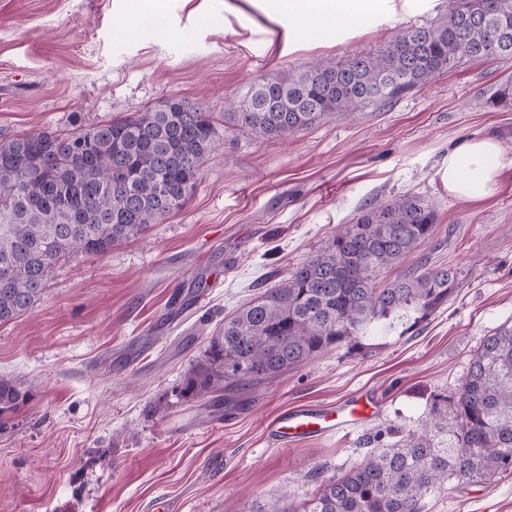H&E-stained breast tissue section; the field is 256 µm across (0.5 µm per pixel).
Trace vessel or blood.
<instances>
[{
  "instance_id": "vessel-or-blood-1",
  "label": "vessel or blood",
  "mask_w": 512,
  "mask_h": 512,
  "mask_svg": "<svg viewBox=\"0 0 512 512\" xmlns=\"http://www.w3.org/2000/svg\"><path fill=\"white\" fill-rule=\"evenodd\" d=\"M377 407L374 398L357 392L332 407L297 405L277 415L267 427L270 440L285 444L299 438L324 437L355 426Z\"/></svg>"
}]
</instances>
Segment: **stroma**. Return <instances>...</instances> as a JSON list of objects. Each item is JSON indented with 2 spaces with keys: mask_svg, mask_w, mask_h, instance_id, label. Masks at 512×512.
Masks as SVG:
<instances>
[{
  "mask_svg": "<svg viewBox=\"0 0 512 512\" xmlns=\"http://www.w3.org/2000/svg\"><path fill=\"white\" fill-rule=\"evenodd\" d=\"M127 0H0V138L68 133L178 97L223 127L261 75L383 45L447 0H381L373 25L295 42L264 0H159L169 37L113 29ZM511 60L463 64L397 102L333 114L289 141L242 137L212 153L192 195L145 236L62 260L34 309L0 322V375L27 397L0 418V512H249L315 492L376 433L420 430L454 394L484 338L512 325V110L486 106ZM473 137L502 148L497 189L464 200L441 174ZM418 194L437 213L418 257L459 286L415 334L373 325L369 349L323 353L237 405L184 394L225 316L316 253L374 199ZM355 391L378 414L285 445L268 422ZM424 512H512V475L430 491Z\"/></svg>",
  "mask_w": 512,
  "mask_h": 512,
  "instance_id": "1",
  "label": "stroma"
}]
</instances>
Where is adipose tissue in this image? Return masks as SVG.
I'll return each mask as SVG.
<instances>
[{"label":"adipose tissue","instance_id":"obj_1","mask_svg":"<svg viewBox=\"0 0 512 512\" xmlns=\"http://www.w3.org/2000/svg\"><path fill=\"white\" fill-rule=\"evenodd\" d=\"M373 0H278L280 13L293 24L295 40L316 45L332 31H355L365 26L373 11ZM498 143L489 137L463 142L448 154L443 179L449 193L475 199L496 187Z\"/></svg>","mask_w":512,"mask_h":512}]
</instances>
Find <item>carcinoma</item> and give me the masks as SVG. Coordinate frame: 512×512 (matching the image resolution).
<instances>
[{
	"mask_svg": "<svg viewBox=\"0 0 512 512\" xmlns=\"http://www.w3.org/2000/svg\"><path fill=\"white\" fill-rule=\"evenodd\" d=\"M512 58V0H448L446 13L392 34L375 51L318 60L252 79L224 113V137L285 140L333 113L387 103L448 69ZM150 106L77 133L43 131L0 140V321L31 311L62 260L104 255L146 234L183 206L209 155L221 147L212 116ZM512 110V78L486 99ZM70 203L59 200L61 189ZM418 195L373 200L315 255L224 319L187 379L194 398L224 399L278 379L317 354L358 355L373 323L407 317L411 330L458 288L451 268L422 264L380 276L435 232ZM26 397L0 376V416ZM453 422H448V414ZM512 473V326L487 336L453 397H434L420 432H407L343 475L321 480L303 512H422V498L454 480L485 483ZM257 512H297L285 492Z\"/></svg>",
	"mask_w": 512,
	"mask_h": 512,
	"instance_id": "cac0c4a2",
	"label": "carcinoma"
}]
</instances>
